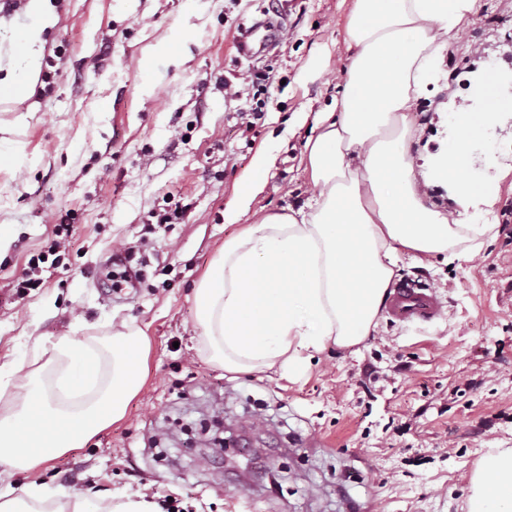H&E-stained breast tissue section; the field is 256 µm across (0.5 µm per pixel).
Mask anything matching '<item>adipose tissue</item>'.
<instances>
[{
  "mask_svg": "<svg viewBox=\"0 0 512 512\" xmlns=\"http://www.w3.org/2000/svg\"><path fill=\"white\" fill-rule=\"evenodd\" d=\"M480 7L481 0H353L343 88L305 143L316 195L226 241L194 290L211 362L233 374L272 371L330 344L357 346L378 325L402 250L471 259L496 236V225L466 220L473 203L495 200L467 171L468 141L485 114L466 116L447 154L420 160L411 151L416 103ZM27 12L35 25L0 52L1 100L29 93L19 63L39 66L47 0H27ZM438 182L452 188L454 209L429 202L426 190ZM146 348L132 329L113 333L108 345L92 337L54 343L50 383L36 370L13 379L0 407V463L32 470L120 420L143 385ZM472 484L469 512H512V448L486 457ZM0 512H156V505L129 497L102 506L35 485L26 498L0 500Z\"/></svg>",
  "mask_w": 512,
  "mask_h": 512,
  "instance_id": "1",
  "label": "adipose tissue"
}]
</instances>
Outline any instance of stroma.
<instances>
[{"instance_id": "stroma-1", "label": "stroma", "mask_w": 512, "mask_h": 512, "mask_svg": "<svg viewBox=\"0 0 512 512\" xmlns=\"http://www.w3.org/2000/svg\"><path fill=\"white\" fill-rule=\"evenodd\" d=\"M29 97L0 101L13 157L0 168V369H29L67 338H148L145 383L124 417L82 446L0 482L118 501L139 492L179 512H468L471 477L512 448V121L472 136L470 179L496 189L470 211L497 235L474 260L400 255L398 280L434 288L446 312L427 325L380 315L350 349L327 346L295 372H225L209 362L193 290L224 242L258 217L311 195L305 142L345 78L352 0H49ZM280 12L270 56L236 57L240 27ZM172 54L139 59L163 39ZM512 0H482L444 55L415 114L413 151L449 150L450 113L472 91L470 67L512 73ZM272 77L261 121L241 110L252 77ZM267 183L234 222L224 213L260 155ZM183 207L181 219L159 223ZM59 262L17 295L55 226ZM129 252L138 287L116 291L106 259Z\"/></svg>"}]
</instances>
